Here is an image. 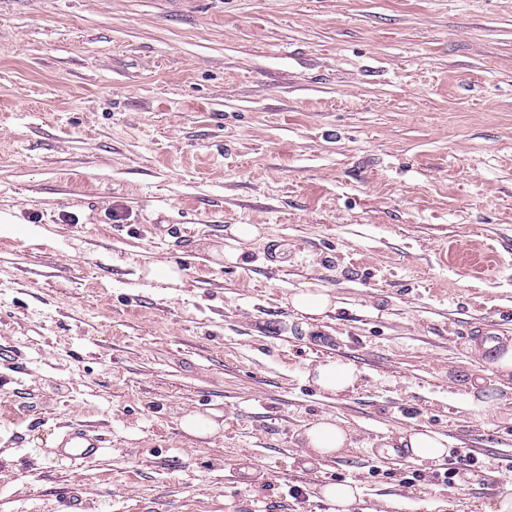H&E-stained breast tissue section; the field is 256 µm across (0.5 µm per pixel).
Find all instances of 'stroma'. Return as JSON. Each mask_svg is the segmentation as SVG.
Returning a JSON list of instances; mask_svg holds the SVG:
<instances>
[{
    "label": "stroma",
    "mask_w": 512,
    "mask_h": 512,
    "mask_svg": "<svg viewBox=\"0 0 512 512\" xmlns=\"http://www.w3.org/2000/svg\"><path fill=\"white\" fill-rule=\"evenodd\" d=\"M3 220L0 512L74 488L332 512L346 481L349 512H492L512 487V374L473 349L512 339V0H0ZM235 224L260 234L234 263ZM319 289L335 311L292 308ZM327 361L354 387L306 378ZM327 417L351 444L302 472ZM76 419L99 459L57 454ZM414 431L486 452L448 483L381 462ZM311 373L316 385L332 393L353 387L357 380V370L353 365L346 363H321ZM181 427L185 433L192 436L214 435L219 431V424L212 419L196 414H186L181 422ZM357 489L349 483L327 485L323 489L324 498L336 506V512H348V507L355 501Z\"/></svg>",
    "instance_id": "obj_1"
}]
</instances>
